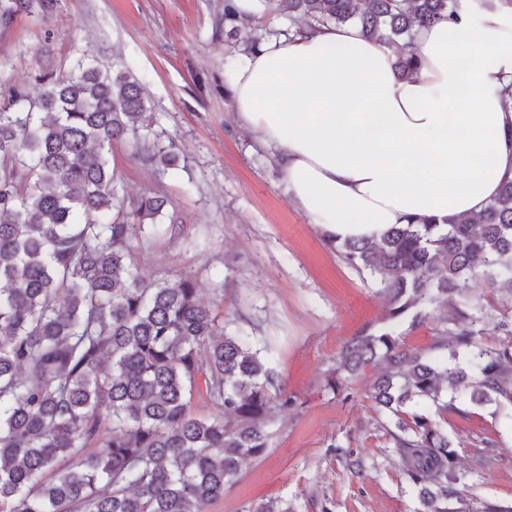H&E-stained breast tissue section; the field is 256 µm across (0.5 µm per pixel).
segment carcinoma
I'll use <instances>...</instances> for the list:
<instances>
[{
	"label": "carcinoma",
	"mask_w": 512,
	"mask_h": 512,
	"mask_svg": "<svg viewBox=\"0 0 512 512\" xmlns=\"http://www.w3.org/2000/svg\"><path fill=\"white\" fill-rule=\"evenodd\" d=\"M60 0H0V23L51 18ZM293 31L354 24L392 47L402 79L418 73L417 30L458 21L456 0H276ZM234 0L216 30L240 32ZM151 126L144 88L128 72L77 60L0 100V512H207L243 462L269 448L268 424L296 406L251 336L218 324L198 278L147 281L133 242L159 223L169 198L126 200L112 143ZM156 170L176 165L173 145L139 148ZM435 217L395 224L376 240L327 244L356 271L377 276L385 325L343 348L328 389L358 370L387 371L373 385L403 471L425 512H462L458 453L440 421L475 405L512 402V179L483 213L440 232ZM482 277L496 306L469 295ZM450 312L429 361L394 327L430 308ZM493 325L499 345L476 339ZM213 411L192 413L194 398Z\"/></svg>",
	"instance_id": "cac0c4a2"
}]
</instances>
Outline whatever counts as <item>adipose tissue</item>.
Masks as SVG:
<instances>
[{
  "label": "adipose tissue",
  "instance_id": "1",
  "mask_svg": "<svg viewBox=\"0 0 512 512\" xmlns=\"http://www.w3.org/2000/svg\"><path fill=\"white\" fill-rule=\"evenodd\" d=\"M415 36L416 76L352 25L266 40L230 78L239 124L271 151L291 204L342 239L411 216L479 214L512 178V9Z\"/></svg>",
  "mask_w": 512,
  "mask_h": 512
}]
</instances>
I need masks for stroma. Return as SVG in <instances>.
Here are the masks:
<instances>
[{
    "label": "stroma",
    "mask_w": 512,
    "mask_h": 512,
    "mask_svg": "<svg viewBox=\"0 0 512 512\" xmlns=\"http://www.w3.org/2000/svg\"><path fill=\"white\" fill-rule=\"evenodd\" d=\"M224 0H61L43 21L19 15L0 26V82L31 85L44 71L64 75L83 54L140 79L162 142L177 167L163 173L135 156L130 140L113 143L111 162L128 198L159 190L174 203V239L139 236L134 261L149 279L191 273L204 299L224 291L214 312L266 342L296 407L270 426L266 453L248 460L238 481L208 512H244L260 500L294 512H423L389 435L393 417L370 397L380 366L361 371L348 394L325 375L344 344L380 325L378 283L348 266L289 202L279 170L253 133L239 126L227 75L244 62L238 42L216 34ZM446 428L464 474V512L512 505V418L466 405ZM495 442L491 463L477 459ZM343 452H335V445ZM361 463L346 467V454Z\"/></svg>",
    "instance_id": "stroma-1"
}]
</instances>
